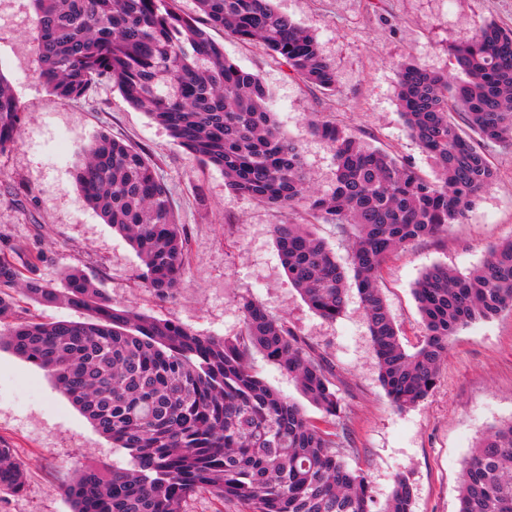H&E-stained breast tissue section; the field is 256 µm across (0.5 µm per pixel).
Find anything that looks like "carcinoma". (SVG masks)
Returning a JSON list of instances; mask_svg holds the SVG:
<instances>
[{
  "label": "carcinoma",
  "mask_w": 512,
  "mask_h": 512,
  "mask_svg": "<svg viewBox=\"0 0 512 512\" xmlns=\"http://www.w3.org/2000/svg\"><path fill=\"white\" fill-rule=\"evenodd\" d=\"M175 0H31L39 78L61 98L94 84L116 86L225 186L268 208L305 207L351 238L348 264L303 224H275L288 278L311 309L334 321L357 287L373 354L390 402L407 409L434 389L448 342L464 326L512 309V239L493 246L466 275L446 265L414 284L424 339L415 351L379 288L397 250L459 224L495 178L481 148L512 149V29L489 23L448 46L458 73L399 64L398 105L435 178L367 146L336 124L312 130L333 148L335 183L311 190L297 145L280 130L260 78L224 55L206 27L259 43L289 71L330 93L336 72L317 38L272 0H196L198 18ZM24 121L0 75V154L17 143ZM74 182L104 223L124 234L141 259L145 285L159 296L186 272V237L170 192L140 149L100 134L79 149ZM45 253L0 251V348L47 372L91 422L124 448L129 469L88 466L62 486L73 512H184L201 490L242 503L247 512H373L367 475L350 468L340 437L306 415L253 369L259 352L287 372L329 420L340 404L324 358L252 298L240 302L242 333L203 336L171 320L112 303L83 270L61 286L22 276ZM17 290L44 306L90 312L82 322H41L16 314ZM24 485L15 450L0 444V493ZM411 483L395 481L383 512H412ZM458 512H512V419L490 428L464 461Z\"/></svg>",
  "instance_id": "carcinoma-1"
}]
</instances>
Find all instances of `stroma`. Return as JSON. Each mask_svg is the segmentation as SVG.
<instances>
[{
  "label": "stroma",
  "instance_id": "obj_1",
  "mask_svg": "<svg viewBox=\"0 0 512 512\" xmlns=\"http://www.w3.org/2000/svg\"><path fill=\"white\" fill-rule=\"evenodd\" d=\"M278 11L314 34L336 71L326 94L290 74L258 44H243L223 29L213 40L241 68L257 74L272 94L281 130L298 146L313 190L334 184L333 150L314 134L311 117L336 122L366 144L430 173V164L406 131L397 106L396 66L410 59L450 72L447 47L468 40L485 23L512 28V0H274ZM38 32L29 0H0V74L25 114L18 144L0 154V249L21 245L45 252L34 274L57 284L77 267L117 305L174 320L204 336H236L240 302L249 297L321 353L340 400L339 420L350 445L349 467L368 475L375 512L397 477L414 487L413 512H458L463 462L490 426L512 419V310L461 328L435 389L418 406L400 410L380 381L364 310L349 292L343 315L318 317L290 283L279 260L273 225L311 224L340 261L350 242L335 225L305 211L283 213L230 192L224 174L202 166L169 132L131 107L111 84L63 99L38 77ZM108 134L142 149L170 191L186 235L187 270L176 293L156 296L127 239L82 201L73 179L78 148ZM495 181L463 223L418 240L384 266L380 286L406 349L422 340L413 285L427 268L444 264L460 274L480 265L490 248L512 238V150L483 147ZM258 375L321 421L288 373L255 354ZM0 443L15 448L25 466L19 493H0V512H72L61 487L87 465L130 466L43 370L0 349Z\"/></svg>",
  "mask_w": 512,
  "mask_h": 512
}]
</instances>
